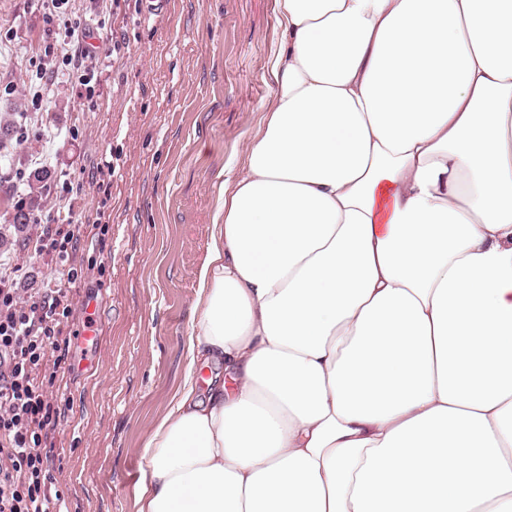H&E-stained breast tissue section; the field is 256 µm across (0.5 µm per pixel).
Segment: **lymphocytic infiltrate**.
Instances as JSON below:
<instances>
[{"mask_svg": "<svg viewBox=\"0 0 512 512\" xmlns=\"http://www.w3.org/2000/svg\"><path fill=\"white\" fill-rule=\"evenodd\" d=\"M69 312L63 289L23 298L0 279V512H53L47 441L65 410L47 354Z\"/></svg>", "mask_w": 512, "mask_h": 512, "instance_id": "lymphocytic-infiltrate-1", "label": "lymphocytic infiltrate"}]
</instances>
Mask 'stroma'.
I'll use <instances>...</instances> for the list:
<instances>
[{"label": "stroma", "instance_id": "obj_1", "mask_svg": "<svg viewBox=\"0 0 512 512\" xmlns=\"http://www.w3.org/2000/svg\"><path fill=\"white\" fill-rule=\"evenodd\" d=\"M0 0V115L12 120L5 199L46 168L41 223L0 249V276L68 288L71 340L55 386L65 417L51 432L52 490L65 512H137L142 445L188 368L185 339L216 202L272 94L274 0ZM96 35V63L72 75L69 35ZM41 91L42 102L32 100ZM106 228L103 256L37 254L45 232ZM82 278L68 285V269ZM96 351L80 338L87 303Z\"/></svg>", "mask_w": 512, "mask_h": 512}]
</instances>
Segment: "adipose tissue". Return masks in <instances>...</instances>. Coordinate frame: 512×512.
Here are the masks:
<instances>
[{
  "label": "adipose tissue",
  "instance_id": "1",
  "mask_svg": "<svg viewBox=\"0 0 512 512\" xmlns=\"http://www.w3.org/2000/svg\"><path fill=\"white\" fill-rule=\"evenodd\" d=\"M139 512H512V0H274Z\"/></svg>",
  "mask_w": 512,
  "mask_h": 512
}]
</instances>
